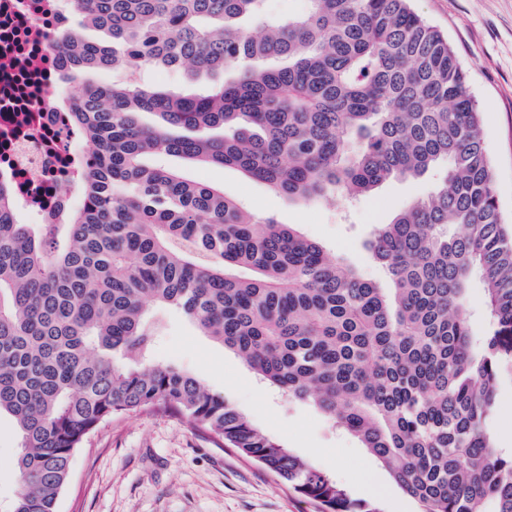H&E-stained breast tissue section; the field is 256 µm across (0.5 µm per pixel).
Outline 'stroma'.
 <instances>
[{
  "label": "stroma",
  "instance_id": "obj_1",
  "mask_svg": "<svg viewBox=\"0 0 512 512\" xmlns=\"http://www.w3.org/2000/svg\"><path fill=\"white\" fill-rule=\"evenodd\" d=\"M416 10L447 35L470 72L469 91L483 112L500 208L512 217V0H414ZM191 178L222 187L258 216L273 215L321 242L366 276L387 284L366 248L374 225L388 223L435 186V174L389 181L370 196L329 207L294 203L239 171L190 169ZM154 360L195 375L258 428L334 476L352 498L383 512H421L360 443L313 405L288 400L260 383L228 349L200 335L178 311L165 310ZM19 436L0 420V512L17 489ZM57 512H319L261 465L220 446L187 420L141 411L112 418L77 449Z\"/></svg>",
  "mask_w": 512,
  "mask_h": 512
}]
</instances>
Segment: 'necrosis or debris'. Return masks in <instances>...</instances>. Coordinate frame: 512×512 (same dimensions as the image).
<instances>
[{
    "label": "necrosis or debris",
    "instance_id": "obj_1",
    "mask_svg": "<svg viewBox=\"0 0 512 512\" xmlns=\"http://www.w3.org/2000/svg\"><path fill=\"white\" fill-rule=\"evenodd\" d=\"M68 12V0H0V143L23 208L41 221L49 207L73 204L55 176L81 152L65 115L69 91L50 48Z\"/></svg>",
    "mask_w": 512,
    "mask_h": 512
}]
</instances>
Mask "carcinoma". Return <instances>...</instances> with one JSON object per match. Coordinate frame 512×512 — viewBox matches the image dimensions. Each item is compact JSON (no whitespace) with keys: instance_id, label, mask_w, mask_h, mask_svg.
<instances>
[{"instance_id":"obj_1","label":"carcinoma","mask_w":512,"mask_h":512,"mask_svg":"<svg viewBox=\"0 0 512 512\" xmlns=\"http://www.w3.org/2000/svg\"><path fill=\"white\" fill-rule=\"evenodd\" d=\"M264 2L72 0L107 39L66 19L51 40L78 84L70 123L96 149L73 185L80 205L50 224L18 220L0 169V417L22 448L11 512H56L74 451L140 410L189 420L321 512H383L153 362L161 308L356 437L421 512H512V453L489 431L512 367V227L467 71L412 0H309L288 18ZM116 68L129 78L90 79ZM144 69L210 89L146 85ZM159 157L320 204L446 173L376 225L368 249L384 288ZM476 278L490 315L479 337Z\"/></svg>"}]
</instances>
